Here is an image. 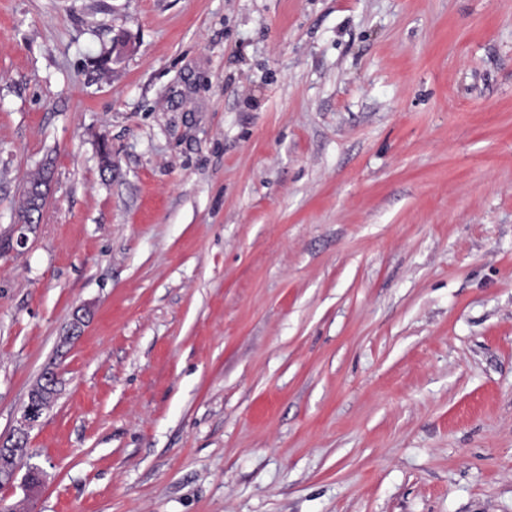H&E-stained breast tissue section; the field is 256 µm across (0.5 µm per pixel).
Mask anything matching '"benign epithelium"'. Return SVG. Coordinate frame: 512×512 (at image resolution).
I'll return each instance as SVG.
<instances>
[{
  "label": "benign epithelium",
  "mask_w": 512,
  "mask_h": 512,
  "mask_svg": "<svg viewBox=\"0 0 512 512\" xmlns=\"http://www.w3.org/2000/svg\"><path fill=\"white\" fill-rule=\"evenodd\" d=\"M50 188V180H45L35 187L31 196V214L41 213ZM44 413L42 395L30 391L28 402L18 420V427L6 437H0V490L13 487L16 477L22 468H27L26 476L29 483H38V470L27 466L29 431L37 426Z\"/></svg>",
  "instance_id": "obj_1"
}]
</instances>
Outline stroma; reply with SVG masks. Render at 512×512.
<instances>
[{
	"instance_id": "obj_1",
	"label": "stroma",
	"mask_w": 512,
	"mask_h": 512,
	"mask_svg": "<svg viewBox=\"0 0 512 512\" xmlns=\"http://www.w3.org/2000/svg\"><path fill=\"white\" fill-rule=\"evenodd\" d=\"M47 159L5 505L512 512V0H0V241ZM54 396L44 399L38 392H29L28 402L18 420V427L6 437H0V462L7 465L0 467V490L13 487L19 471L27 465L28 458V432L37 426Z\"/></svg>"
}]
</instances>
